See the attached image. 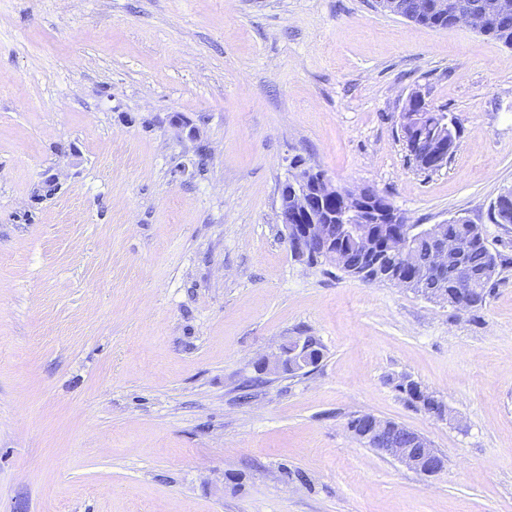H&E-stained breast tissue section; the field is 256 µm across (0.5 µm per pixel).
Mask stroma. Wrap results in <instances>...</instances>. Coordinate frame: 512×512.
Instances as JSON below:
<instances>
[{"label":"stroma","instance_id":"obj_1","mask_svg":"<svg viewBox=\"0 0 512 512\" xmlns=\"http://www.w3.org/2000/svg\"><path fill=\"white\" fill-rule=\"evenodd\" d=\"M415 91L460 132L433 172ZM297 160L512 255V47L376 0H0V512H512V266L460 312L297 261ZM306 336L316 365L258 373ZM348 421L355 438L379 454L390 457L407 468L431 477L445 468V458L419 433L402 425L390 424L372 414H360Z\"/></svg>","mask_w":512,"mask_h":512}]
</instances>
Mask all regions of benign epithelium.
I'll return each mask as SVG.
<instances>
[{
  "instance_id": "7a95c632",
  "label": "benign epithelium",
  "mask_w": 512,
  "mask_h": 512,
  "mask_svg": "<svg viewBox=\"0 0 512 512\" xmlns=\"http://www.w3.org/2000/svg\"><path fill=\"white\" fill-rule=\"evenodd\" d=\"M436 15L449 18L455 24L466 23L478 32H484L503 18L512 16V0H415L414 15ZM424 101L420 92H413L406 100L401 113V129L412 134L421 124L414 102ZM436 127L434 161L438 162L448 152V143L455 139L456 127L441 110L433 113ZM367 187L343 192L334 187L320 171L300 168L287 181L280 194V217L285 229L289 250L294 251L308 242L317 246L321 258L336 255V239L332 235L335 224H350L366 254H371L369 225L383 221L400 223L399 215L391 202L379 194L368 199ZM408 233L431 244L432 262L429 275L440 281L439 288L424 289L427 300L467 309L470 306L471 276L463 268L448 272V255L460 249V240L445 233L439 224L428 227L418 225ZM318 352L306 342H295L282 351L274 361H264V367L301 370L316 364ZM355 438L379 454L390 457L407 468L431 477L445 468V458L419 433L402 425L391 424L372 414H360L349 426Z\"/></svg>"
}]
</instances>
